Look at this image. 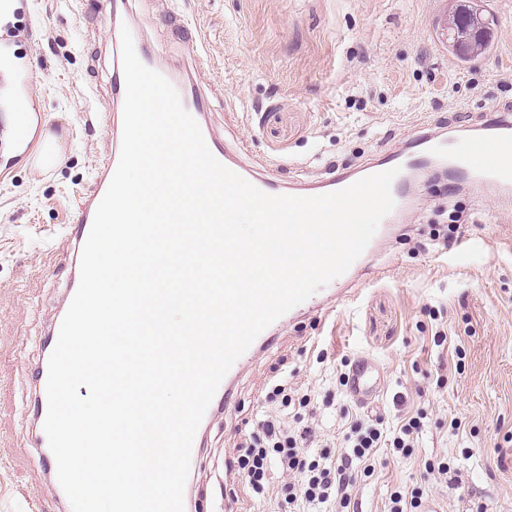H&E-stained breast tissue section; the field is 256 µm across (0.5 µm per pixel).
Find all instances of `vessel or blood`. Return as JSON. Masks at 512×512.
Returning a JSON list of instances; mask_svg holds the SVG:
<instances>
[{"mask_svg":"<svg viewBox=\"0 0 512 512\" xmlns=\"http://www.w3.org/2000/svg\"><path fill=\"white\" fill-rule=\"evenodd\" d=\"M183 107L194 117L197 123H204L205 99L196 89L181 81H174ZM487 132L484 135L470 139L464 149H457L452 143L437 140L432 137L420 136L410 151L399 154H389L375 162L364 166L360 177H367L392 168H400L391 186V193L396 207H403L407 196V184L403 172L405 169L425 167L429 158H437L450 165L451 169L460 173H472L486 177L497 186L502 194L504 204H512V166L504 164L502 157L512 152V115H494L486 120ZM204 140L211 153L221 164L241 175L247 181L265 193L280 194L281 189L270 180L265 179L255 171L245 167L240 162L225 157L223 148L217 143L211 132H204ZM113 143L111 150L100 158L96 165V176L91 185L82 194L79 201L71 209L68 221L72 230L67 238L68 247L72 253V267H79L84 243L89 234L98 204L103 198L120 156L122 143V125H113ZM353 177L335 175L325 183L295 189L298 197H309L326 194L344 189L354 182ZM59 324H52L47 333L43 351L39 357L35 374L36 412L38 420H45L47 415L46 381L48 376V360L56 345L59 335ZM371 366L368 361H358L349 379V391L356 399H364L370 393Z\"/></svg>","mask_w":512,"mask_h":512,"instance_id":"vessel-or-blood-1","label":"vessel or blood"}]
</instances>
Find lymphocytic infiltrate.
<instances>
[{
  "label": "lymphocytic infiltrate",
  "instance_id": "obj_1",
  "mask_svg": "<svg viewBox=\"0 0 512 512\" xmlns=\"http://www.w3.org/2000/svg\"><path fill=\"white\" fill-rule=\"evenodd\" d=\"M266 399L272 411L257 422L255 432L242 442L237 463L248 485L259 495L267 488L272 471L299 478V486L289 487L284 497L289 512H298L303 504L316 506L334 500L349 507L355 476L371 475L378 449L388 447L403 457L413 452L418 418L408 419L392 434L385 433L380 419L371 418L356 421L345 438V452L336 459L312 456L300 448L301 443L310 439V428L292 433L281 418L282 411L292 404L309 406V398L297 396L287 379L281 378L271 385Z\"/></svg>",
  "mask_w": 512,
  "mask_h": 512
}]
</instances>
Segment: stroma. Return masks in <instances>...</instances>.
<instances>
[{
    "mask_svg": "<svg viewBox=\"0 0 512 512\" xmlns=\"http://www.w3.org/2000/svg\"><path fill=\"white\" fill-rule=\"evenodd\" d=\"M17 0L27 39L0 63V512H57L35 445L33 369L49 323L65 309L71 275L68 213L112 145V13L142 29L156 59L210 104L206 119L225 153L281 187L351 172L416 137L466 140L483 116L512 110V0H485L490 51L463 63L436 17L448 0ZM25 101L35 128L11 148L5 114ZM63 159L30 158L44 131ZM429 167L394 222L379 226L336 296L289 313L274 341L235 380L203 426L205 446L185 496L193 512H280L288 476L256 495L237 472L239 444L265 415L271 380L311 399L315 453L338 455L356 417L375 410L388 429L417 415L411 456L376 454L352 488L354 512H387L398 487L441 512H512V210L482 182L445 181ZM467 221L449 229V215ZM361 356L382 388L353 399L338 377ZM460 420L453 429L451 420ZM446 462L447 477L426 462Z\"/></svg>",
    "mask_w": 512,
    "mask_h": 512,
    "instance_id": "1",
    "label": "stroma"
}]
</instances>
